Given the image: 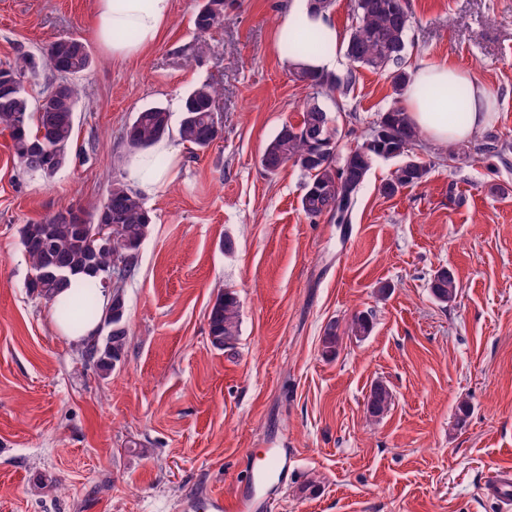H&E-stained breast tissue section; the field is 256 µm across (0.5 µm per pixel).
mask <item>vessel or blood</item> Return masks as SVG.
<instances>
[{
    "instance_id": "b4317fda",
    "label": "vessel or blood",
    "mask_w": 512,
    "mask_h": 512,
    "mask_svg": "<svg viewBox=\"0 0 512 512\" xmlns=\"http://www.w3.org/2000/svg\"><path fill=\"white\" fill-rule=\"evenodd\" d=\"M264 468L250 472L240 482L232 499L215 494L207 502L208 512H266L272 491L288 471V459L281 449L267 451ZM484 494L498 500L504 512H512V470L504 468L484 485Z\"/></svg>"
}]
</instances>
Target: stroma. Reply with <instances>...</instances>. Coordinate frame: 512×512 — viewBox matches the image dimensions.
Returning a JSON list of instances; mask_svg holds the SVG:
<instances>
[{
  "mask_svg": "<svg viewBox=\"0 0 512 512\" xmlns=\"http://www.w3.org/2000/svg\"><path fill=\"white\" fill-rule=\"evenodd\" d=\"M201 2L173 0L156 43L119 58L94 35L95 0H0V64L64 37L92 57L54 177L20 171L0 129V512H203L268 448L288 458L269 512H502L482 487L512 468V161L476 153L512 144V0H408L410 69L458 65L492 94V120L452 150L421 141L428 178L395 196L379 186L399 162L378 160L343 226L303 213L302 171L261 164L311 93L277 43L294 0H225L203 55ZM351 69L347 94L319 98L342 154L395 100L388 73L339 56L336 74ZM203 81L221 91V136L179 143L170 180L146 197L152 232L121 284L126 361L101 375L28 291L17 227L66 204L94 213L135 113L160 104L179 123ZM442 267L460 285L446 305L429 288ZM227 291L240 323L223 350L208 313ZM360 312L373 324L361 338L346 332ZM378 383L393 404L373 419Z\"/></svg>",
  "mask_w": 512,
  "mask_h": 512,
  "instance_id": "35a3bbf8",
  "label": "stroma"
}]
</instances>
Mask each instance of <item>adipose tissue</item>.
<instances>
[{"mask_svg": "<svg viewBox=\"0 0 512 512\" xmlns=\"http://www.w3.org/2000/svg\"><path fill=\"white\" fill-rule=\"evenodd\" d=\"M98 42L115 57L139 54L152 45L163 24L172 14V0H95ZM133 29L135 40L118 38L123 29ZM316 35L328 43L322 54L296 57L295 62L319 71L337 64L341 36L327 15L311 13L307 5L296 4L284 15L277 28L278 40L291 34ZM470 95L469 121L459 126L448 121V109L459 87ZM404 108L425 137L437 144L464 143L491 120L492 98L484 88L471 83L466 72L448 64L418 69L409 85Z\"/></svg>", "mask_w": 512, "mask_h": 512, "instance_id": "ef3b65f1", "label": "adipose tissue"}]
</instances>
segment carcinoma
Masks as SVG:
<instances>
[{
    "label": "carcinoma",
    "mask_w": 512,
    "mask_h": 512,
    "mask_svg": "<svg viewBox=\"0 0 512 512\" xmlns=\"http://www.w3.org/2000/svg\"><path fill=\"white\" fill-rule=\"evenodd\" d=\"M355 24L346 42L349 60L373 70L393 68L390 73L394 93L402 95L411 81L405 69L406 31L409 11L406 0H354ZM224 24V0H204L193 17V26L201 35ZM290 54H314L326 49L316 37H291L284 42ZM49 66L59 75L85 73L92 61L85 43L77 38H61L46 50ZM36 63L28 53L19 54L12 62L0 66V126L9 131L12 152L19 168L35 174L49 171L53 177L58 165L67 161L73 143L76 112L81 101L80 85L71 80L62 89L41 93L31 101L22 78L35 71ZM295 79L306 83L314 93L305 102L300 122L284 123L267 145L261 164L275 173L292 164L309 176L300 199L304 214L313 219L328 215L338 224L350 222L358 193L379 158H400L402 163L391 177L380 185V192L392 196L406 187L422 184L429 167L413 150L421 131L406 110L395 103L382 113L374 127L369 145H354L336 164L335 130L328 112L319 103V95L347 94L356 81L350 70L344 76L317 72L302 66L293 67ZM219 90L209 82L196 85L185 97L178 128L180 139L197 149L210 147L221 135V124L212 106ZM468 113V92L456 95L453 120L464 123ZM170 135V113L153 105L135 113L125 126L122 138L133 154H144L155 171L167 165L166 157L153 147ZM107 200L112 209L90 217H78L80 210L72 205L58 209L40 222L19 225V243L30 263L27 287L52 308L55 319L72 331L89 322L98 324L97 335L85 340L81 356L102 374L108 375L122 363L128 341L124 319L125 299L120 287L112 289L107 303H101L105 292L106 272L119 264L131 273L136 266L139 249L152 228V217L142 196L124 180L115 177ZM77 282L66 298L60 293ZM459 283L448 268H441L430 281L435 301H454ZM240 304L232 292L215 299L208 314L209 336L214 347L233 344L239 323ZM372 324L365 315L352 317L348 333L366 336ZM391 391L375 384L368 396L366 411L378 418L392 405Z\"/></svg>",
    "instance_id": "carcinoma-1"
}]
</instances>
